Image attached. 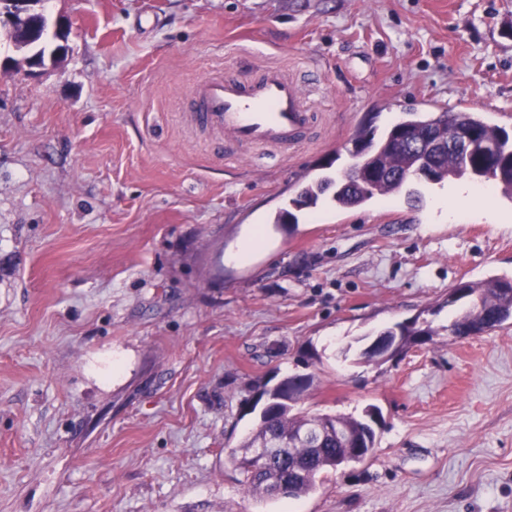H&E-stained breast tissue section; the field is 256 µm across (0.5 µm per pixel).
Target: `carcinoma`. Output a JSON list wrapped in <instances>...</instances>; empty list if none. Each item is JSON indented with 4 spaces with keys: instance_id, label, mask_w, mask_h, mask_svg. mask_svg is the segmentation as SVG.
Instances as JSON below:
<instances>
[{
    "instance_id": "obj_1",
    "label": "carcinoma",
    "mask_w": 512,
    "mask_h": 512,
    "mask_svg": "<svg viewBox=\"0 0 512 512\" xmlns=\"http://www.w3.org/2000/svg\"><path fill=\"white\" fill-rule=\"evenodd\" d=\"M469 127L480 142L491 149L494 162L484 166L482 156L448 149V131L451 126ZM412 129L433 135L437 144L434 149L419 148L399 142L402 129ZM353 142L356 151L351 153L354 162L335 173H323L308 182L291 205L298 210L317 206L321 200H329L338 210L370 204L391 195L406 192L408 198H419L418 185H444L452 180L468 178L479 186L495 188L512 199V135L475 112H408L406 117L383 129L371 123L359 127ZM460 287L467 289L480 303H471L455 319L459 336L470 333L467 318L476 315L484 324V331L493 330L512 318V277H493L482 282L463 281ZM303 393L288 392V380L271 390L274 407L260 416L254 431L241 442L246 447L269 441L274 444L288 438L295 427L309 420L336 419L362 432L365 426L360 419L340 414L310 415L301 411L298 404L313 387L315 377L301 374ZM267 469L251 472L240 465L238 456L229 455V462L244 476V490L253 498L270 500L272 483L284 486L283 496L302 497L317 489L324 475L334 473L338 466L349 459L344 445L333 436L307 448L272 447Z\"/></svg>"
}]
</instances>
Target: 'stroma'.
<instances>
[{"label":"stroma","mask_w":512,"mask_h":512,"mask_svg":"<svg viewBox=\"0 0 512 512\" xmlns=\"http://www.w3.org/2000/svg\"><path fill=\"white\" fill-rule=\"evenodd\" d=\"M69 54L0 70V512H512V320L449 332L458 280L512 276V201L269 218L364 122L478 112L512 132V0H46ZM288 69L318 120L287 155L199 127L206 72ZM234 160L224 158L225 151ZM268 230L225 262L248 228ZM435 334L361 352L405 321ZM384 424L373 457L257 501L229 463L246 401Z\"/></svg>","instance_id":"1"}]
</instances>
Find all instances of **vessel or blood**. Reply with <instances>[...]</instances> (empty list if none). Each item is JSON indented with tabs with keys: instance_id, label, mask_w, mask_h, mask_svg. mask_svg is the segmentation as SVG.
I'll list each match as a JSON object with an SVG mask.
<instances>
[{
	"instance_id": "1",
	"label": "vessel or blood",
	"mask_w": 512,
	"mask_h": 512,
	"mask_svg": "<svg viewBox=\"0 0 512 512\" xmlns=\"http://www.w3.org/2000/svg\"><path fill=\"white\" fill-rule=\"evenodd\" d=\"M196 122L224 134L227 143L287 151L311 129L317 115L299 82L277 66L239 75L232 68L212 71L193 87Z\"/></svg>"
}]
</instances>
